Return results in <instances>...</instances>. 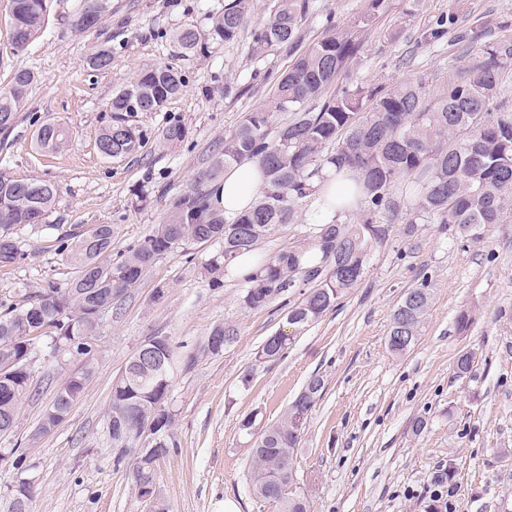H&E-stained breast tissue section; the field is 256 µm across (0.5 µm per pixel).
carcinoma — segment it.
I'll list each match as a JSON object with an SVG mask.
<instances>
[{"label": "carcinoma", "mask_w": 512, "mask_h": 512, "mask_svg": "<svg viewBox=\"0 0 512 512\" xmlns=\"http://www.w3.org/2000/svg\"><path fill=\"white\" fill-rule=\"evenodd\" d=\"M251 2L228 0L207 37L235 40ZM385 2L367 0L366 9L351 25L329 29L299 55L276 80L268 103L245 115L239 127L224 138V147L210 166L173 202L165 221L127 254L112 260L110 224L57 237L58 249L67 253L75 267L74 276L63 286L50 284L28 295L18 308L4 306L0 314V437L13 431L19 405L36 392L33 376L25 367L35 340L49 339L50 352L65 356L91 351L100 327L99 308L126 294L157 260L176 248L215 242L219 249L205 270L224 273L238 257L252 252L271 226L293 219L299 201L317 192L314 178L328 165L352 171L362 183V222L320 224L311 246L261 260L246 276L245 308H264L301 281L308 289L288 310L287 321L305 326L320 319L361 281L373 243L386 237L387 227L379 218L392 209L391 191L402 176L413 178L417 187L409 233L423 217L473 236L488 224L502 223L506 211H512V113L495 112L493 105L501 94L502 74L512 69V41L487 45L483 59L449 73L440 88L419 78L389 89L347 82L330 91L340 71L359 52L362 34L374 26ZM9 4L12 45L17 53L40 37L51 0H9ZM308 10V0H280L276 12L252 33L254 55L260 57L274 47L293 50L298 26ZM111 12V0H81L74 27L87 31ZM446 35V21L440 19L422 33L421 40L435 44ZM203 39L196 29L185 27L174 35L173 44L185 56L202 47ZM111 59L112 51L101 47L89 55L88 66L105 69ZM33 81L31 71L20 69L14 72L9 90L0 92L1 131L14 125ZM183 86L182 74L173 66L142 69L133 83L113 95L112 118L101 129L98 142L121 156L135 154L142 133L123 114L161 112ZM317 100L321 105L314 111L309 103ZM286 112L290 118L271 131L277 116ZM183 136L184 128L178 122L166 124L161 131V139L169 144ZM71 140L68 127L58 122L42 124L36 134V144L43 151L62 150ZM253 160L264 168L263 191L251 208L227 219L214 201V183L225 167ZM58 193L53 182L19 179L0 169V263H13L24 256L14 229L42 223ZM429 306L425 288L405 295L393 313L391 328L401 329L410 342L388 344L392 352L401 353L414 345ZM290 343L289 337L270 336L259 358L273 362L286 353ZM144 346L150 347V355L145 359L132 355L113 381L109 413L116 461L136 449L133 479L137 490L144 481H156L155 460L177 447L166 400L179 368L193 361L191 356L179 358L177 346L167 336H152ZM322 389L323 381L311 378L283 416L259 431L253 418L242 421L243 434L252 440L251 491L277 512H307L293 460ZM82 391L80 376L60 388L38 432L51 428L57 415L71 408ZM147 425L156 428L159 444L140 451L138 434Z\"/></svg>", "instance_id": "carcinoma-1"}]
</instances>
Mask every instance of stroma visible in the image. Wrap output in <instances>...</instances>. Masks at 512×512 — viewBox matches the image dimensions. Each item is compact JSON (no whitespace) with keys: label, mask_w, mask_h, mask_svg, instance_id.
<instances>
[{"label":"stroma","mask_w":512,"mask_h":512,"mask_svg":"<svg viewBox=\"0 0 512 512\" xmlns=\"http://www.w3.org/2000/svg\"><path fill=\"white\" fill-rule=\"evenodd\" d=\"M225 2L112 0L110 16L79 32L72 26L79 0H52L44 33L14 54L8 2L0 0V90L15 70L35 75L17 122L0 131V168L59 187L45 223L18 227L24 257L0 264V304L21 303L46 282L72 277V264L57 249L59 233L111 225L116 256L140 243L207 169L225 136L262 108L297 54L320 40L328 23L346 26L366 7V0H309L294 52L257 58L251 34L278 0H253L237 40L209 39L201 51L176 56L174 32L189 25L208 32ZM443 16L452 19L447 36L422 44V32ZM505 38L512 39V0H386L343 77L387 86L438 78ZM101 43L110 46L112 64L94 71L86 58ZM165 63L181 71L182 91L164 111L130 116L143 134L137 154L104 158L96 139L111 120L113 94L142 68ZM47 119L72 130L65 150L36 149L34 133ZM171 120L185 136L164 146L160 132ZM406 186L402 178L392 190L396 207L380 218L388 235L374 245L360 283L312 324L289 327L294 293L262 309L244 308L242 277L228 273L215 282L206 274L216 250L207 243L174 249L114 300L89 354L61 364L38 341L32 360L40 394L23 402L15 431L0 438V452L16 448L26 459L21 473L0 463V512H8L21 474L36 485L29 512H145L134 489L135 457L115 460L107 420L114 377L152 336L169 337L181 353L196 356L167 399L177 446L160 461L156 479L170 512H224L228 502L235 512H274L249 488L252 448L241 422L252 416L261 427L278 419L315 376L323 392L294 455L308 512H432V479L450 463L451 512H501L512 499V212L487 225L478 240L437 224L417 225L409 234ZM313 207V199H304L295 221L273 225L249 262L308 247L316 231ZM423 287L431 303L421 334L410 349L393 353L387 345L392 314L407 292ZM463 311L472 323L461 332L456 318ZM224 322L234 326L235 341L220 355L203 352L212 327ZM287 327L293 340L286 354L260 359L268 336ZM467 351L472 369L457 373L455 362ZM88 365L93 371L67 419L37 435L57 390Z\"/></svg>","instance_id":"stroma-1"}]
</instances>
